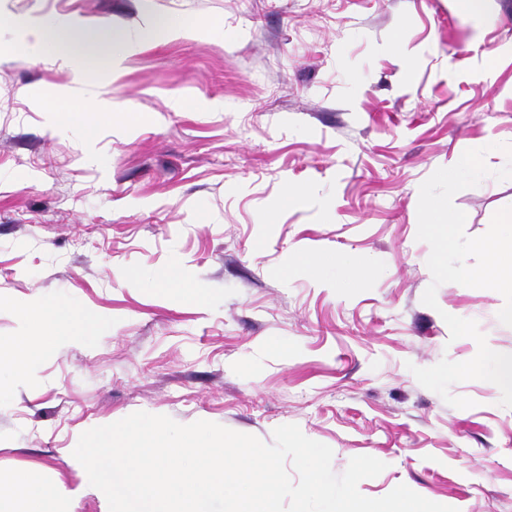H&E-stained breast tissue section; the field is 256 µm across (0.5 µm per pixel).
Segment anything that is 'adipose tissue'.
<instances>
[{"instance_id":"1","label":"adipose tissue","mask_w":512,"mask_h":512,"mask_svg":"<svg viewBox=\"0 0 512 512\" xmlns=\"http://www.w3.org/2000/svg\"><path fill=\"white\" fill-rule=\"evenodd\" d=\"M84 32V26L76 23L33 25L29 31L32 38L30 51L36 56L48 51L62 60L75 53L90 58L107 55L108 41L85 40ZM77 318L75 310L66 304L42 302L33 309L29 326L21 336L15 337L10 344L0 343V362L8 363L16 375H24L30 365L33 348L38 346L52 350L68 342L70 333L67 326Z\"/></svg>"}]
</instances>
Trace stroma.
I'll return each instance as SVG.
<instances>
[{"mask_svg": "<svg viewBox=\"0 0 512 512\" xmlns=\"http://www.w3.org/2000/svg\"><path fill=\"white\" fill-rule=\"evenodd\" d=\"M0 340L22 308L79 315L20 378L0 367V469L78 489L80 435L144 411L272 443L298 425L386 465L457 512H512V408L495 384L448 405L411 366L463 362L443 313L512 354L495 290L445 283L436 307L419 187L486 141L491 176L459 191L465 232L512 206V0H0ZM107 23L136 50L32 57L27 26ZM112 110L102 114L100 100ZM98 137L86 143L81 125ZM318 257L317 272L291 265ZM200 299L164 287L172 267Z\"/></svg>", "mask_w": 512, "mask_h": 512, "instance_id": "stroma-1", "label": "stroma"}]
</instances>
